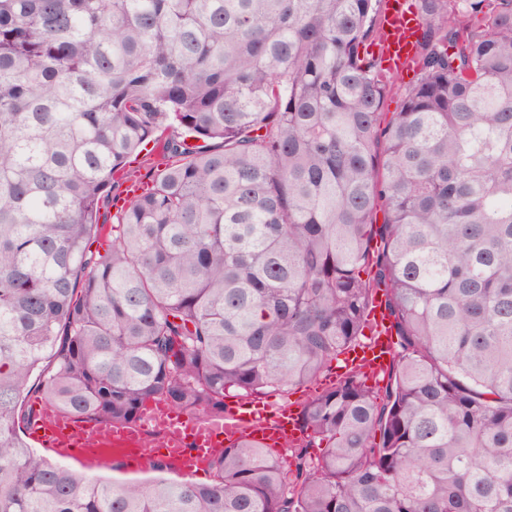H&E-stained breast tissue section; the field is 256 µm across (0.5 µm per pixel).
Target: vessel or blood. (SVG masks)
I'll return each instance as SVG.
<instances>
[{
    "label": "vessel or blood",
    "mask_w": 512,
    "mask_h": 512,
    "mask_svg": "<svg viewBox=\"0 0 512 512\" xmlns=\"http://www.w3.org/2000/svg\"><path fill=\"white\" fill-rule=\"evenodd\" d=\"M381 25L386 32L381 52L387 68L393 72L411 70L419 36V24L411 0H386ZM384 314L383 299H376L371 315L379 322L380 329L369 344L350 351L347 357L350 364L362 366L372 375L384 370L390 361L392 332L382 326ZM143 421L160 428L169 445L167 459L187 473L203 468L213 449L238 438L241 429H250L256 442L272 449L282 448L288 434L296 430L291 412L283 410L269 415L241 405L229 408L223 421L212 422L176 413L162 403H153L149 405ZM30 432L62 455L73 454L85 434L98 437L105 446L130 443L141 435L140 429L133 426H115L93 420L80 424L48 410L37 416Z\"/></svg>",
    "instance_id": "b4317fda"
}]
</instances>
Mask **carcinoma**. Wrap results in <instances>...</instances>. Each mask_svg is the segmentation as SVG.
Instances as JSON below:
<instances>
[{"instance_id": "carcinoma-1", "label": "carcinoma", "mask_w": 512, "mask_h": 512, "mask_svg": "<svg viewBox=\"0 0 512 512\" xmlns=\"http://www.w3.org/2000/svg\"><path fill=\"white\" fill-rule=\"evenodd\" d=\"M382 2L0 0V512H512V0H415L391 114ZM379 292L386 385L346 370L209 483L19 435L46 361L53 409L124 425L306 387ZM131 163L127 168L131 174V179L148 182L153 175L160 169L161 160L154 155H146L143 151L140 155L132 157ZM24 438L31 448L52 463L70 466L74 469L84 471L91 475L102 476L115 482L143 481L155 473L151 469V461L156 460L157 455L152 452L153 448L144 446L134 455H125L118 452H105L90 450L82 460L59 458L48 453L41 445L35 443L23 422L20 423ZM136 456L138 458H130Z\"/></svg>"}]
</instances>
